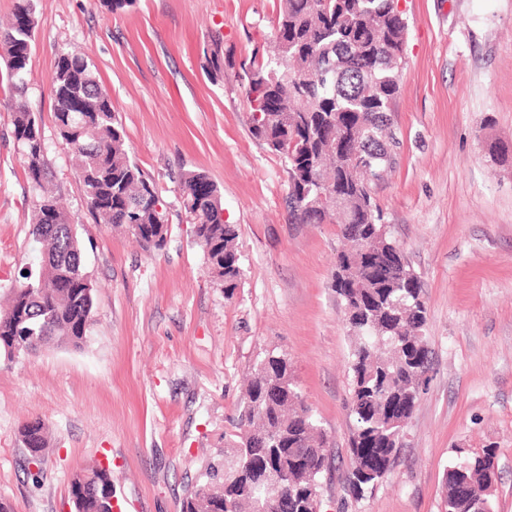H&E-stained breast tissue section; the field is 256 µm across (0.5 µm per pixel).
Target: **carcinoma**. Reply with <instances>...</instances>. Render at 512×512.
I'll list each match as a JSON object with an SVG mask.
<instances>
[{"mask_svg":"<svg viewBox=\"0 0 512 512\" xmlns=\"http://www.w3.org/2000/svg\"><path fill=\"white\" fill-rule=\"evenodd\" d=\"M37 26L33 0H16L12 18L0 25L15 97L12 134L35 190L31 235L42 262L0 314V355L9 360L49 344L81 347L94 307L41 114L23 102ZM406 31L399 0H278L260 44L263 63H244L241 75L253 137L277 155L281 142L292 146L282 156L291 222L336 224L351 243L336 254L334 288L352 337L346 480L358 495L391 470L430 371L420 280L382 224L370 186L395 164L390 104L400 89ZM51 91L89 213L124 229L149 254L164 250L168 204L129 154L112 101L79 51L58 54ZM179 184L180 209L195 227L212 280L230 299L243 276L239 227L224 220L221 190L206 173L188 170ZM235 421L246 431L224 438L223 487H196L182 512H309L331 459L286 355L270 352L254 366ZM19 434L29 453L47 447L40 421L23 424ZM497 473L493 447L457 457L444 473V512H486L490 495L479 492ZM110 491L112 470L100 466L71 482L78 512H111Z\"/></svg>","mask_w":512,"mask_h":512,"instance_id":"carcinoma-1","label":"carcinoma"}]
</instances>
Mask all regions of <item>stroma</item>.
<instances>
[{
	"mask_svg": "<svg viewBox=\"0 0 512 512\" xmlns=\"http://www.w3.org/2000/svg\"><path fill=\"white\" fill-rule=\"evenodd\" d=\"M275 5L135 0L115 12L105 0H37L25 100L42 115L95 304L82 347L0 358V499L12 512H74L72 479L96 463L111 468L125 512H181L187 490L222 468L246 376L272 350L329 438L321 512H442L457 450L487 447L499 462L491 508L512 512V0H400L397 161L373 193L421 280L430 371L391 471L360 497L346 483L350 340L332 287L343 242L336 225L289 223L287 168L252 136L240 79ZM215 34L227 52L218 77L204 56ZM72 48L171 205L158 254L87 210L53 116L55 61ZM184 170L211 176L240 227L232 298L176 205ZM32 197L0 104V306L23 267L40 265ZM34 420L50 429L35 461L18 437Z\"/></svg>",
	"mask_w": 512,
	"mask_h": 512,
	"instance_id": "stroma-1",
	"label": "stroma"
}]
</instances>
